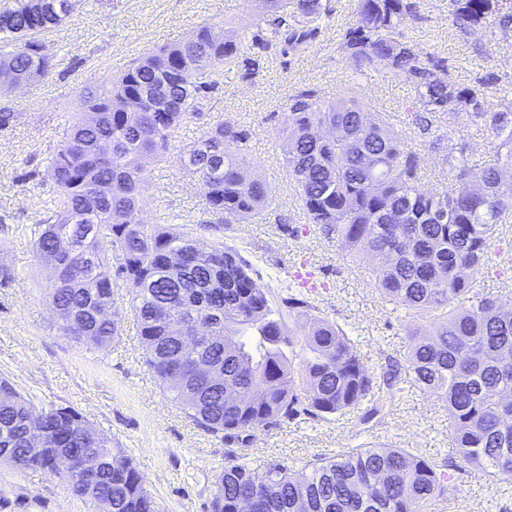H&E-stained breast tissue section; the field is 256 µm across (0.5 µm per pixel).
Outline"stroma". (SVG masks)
I'll return each instance as SVG.
<instances>
[{"label": "stroma", "instance_id": "stroma-1", "mask_svg": "<svg viewBox=\"0 0 512 512\" xmlns=\"http://www.w3.org/2000/svg\"><path fill=\"white\" fill-rule=\"evenodd\" d=\"M410 2L406 37L443 58L449 77L466 84L484 82L489 105L512 100V32L500 31L497 16L463 32L451 21L453 0ZM329 3L331 13L322 23L321 36L305 52L285 56L270 49L251 75L234 66L221 67V83L206 103L203 120L216 124L226 115L237 117L248 133L244 154L251 171L272 188L275 214L290 227L284 233L272 222L235 224L229 230L234 244L258 266L265 283L281 290L301 265L312 268L325 283L315 297L322 315L349 334L364 365L375 370L387 357L404 356L410 331L428 323L411 322L385 303L374 285L360 277L356 262L310 227L285 173L287 102L302 90L315 91L327 102L363 101L369 111L386 113L418 152L421 189L447 182L448 174L441 155L425 147L408 123L404 105L412 89L389 78L383 64L355 70L340 50L344 33L356 21V0ZM260 8L259 0H79L71 19L43 36L52 62L50 76L0 92V109L18 115L16 122L0 129V264L15 273L11 287L0 288V374L36 405L73 408L111 438L142 475L155 512H209L214 477L234 454L248 457L259 471L272 460L302 465L369 445L415 448L435 461L454 455L448 408L423 391L391 398L376 425H361L349 413L324 422L259 427L246 431L241 440L225 442L197 427L162 391L145 363L134 321H126L122 335L110 345L76 342L59 332L44 301L49 274L32 250L42 214L31 200L53 190L46 168L63 127L78 110L81 90L123 70L146 51L184 40L203 24H252ZM444 134L449 144L466 145L472 176L493 164L491 138L476 135L467 120H456ZM197 135L196 124H188L171 139L164 157L151 162L139 217L188 232L205 247L219 235L205 226L210 215L200 182L178 165ZM0 512L101 508L92 498L74 494L59 478L0 464ZM434 512H512V477L492 479L464 468L457 474L455 491Z\"/></svg>", "mask_w": 512, "mask_h": 512}]
</instances>
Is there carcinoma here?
<instances>
[{"mask_svg": "<svg viewBox=\"0 0 512 512\" xmlns=\"http://www.w3.org/2000/svg\"><path fill=\"white\" fill-rule=\"evenodd\" d=\"M452 24L472 29L501 14L502 32L512 15L499 0H453ZM263 19L253 28L228 26L223 37L203 25L188 39L147 51L121 73L80 96L79 113L64 127L47 176L53 196L38 198L45 212L33 242L37 260L64 266L44 299L67 311L58 330L77 342L100 346L121 335L126 312L113 306V289H132V313L146 364L170 397L203 431L228 438L256 426L279 427L298 419L324 421L358 412L361 425L381 421L384 395L405 387L428 392L448 406L459 460L488 476H512V309L478 287L500 226L512 221V100L486 105L484 84H459L438 71L435 58L405 39L401 27L411 12L405 0H357L356 24L342 49L357 70L382 62L389 76L411 85L407 113L429 148L442 154L458 187L419 188L418 153L393 126L363 103H327L313 91L289 99L283 155L288 177L311 223L353 259L369 255L364 270L383 301L414 322L433 317L432 329L410 332L408 351L369 370L344 329L321 316L312 292L293 283L273 295L261 272L234 245L218 241L205 252L174 228L137 219L148 189L150 161L165 154L181 125L200 121L208 94L219 84L215 63L256 60L243 49L280 47L283 55L306 50L330 14L323 0H261ZM44 20L33 0H13L0 10V77L47 76L50 58L36 35ZM121 97L123 110H114ZM164 98L171 112H153ZM464 116L497 141V160L480 180H468L463 145L448 148L443 126ZM339 127L335 139L314 137ZM247 133L238 121L201 126L182 155L184 171L205 187L206 210L230 229L265 220L273 209L269 185L250 177L243 156ZM183 254L172 276L167 255ZM119 264L110 266V257ZM196 337L195 354L224 367V388L209 391L192 378L177 385L173 369L190 371V359L171 334L172 324ZM222 331L224 344L210 340ZM42 420L44 444L28 447L29 416ZM90 453L93 474H61L79 496L106 512H154L140 472L112 440L69 407L37 408L7 377H0V463L53 471V455ZM461 467L429 461L407 448H357L302 466L271 462L262 473L247 457L225 463L215 478L211 512H236L250 499L253 512H426L444 497Z\"/></svg>", "mask_w": 512, "mask_h": 512, "instance_id": "1", "label": "carcinoma"}]
</instances>
